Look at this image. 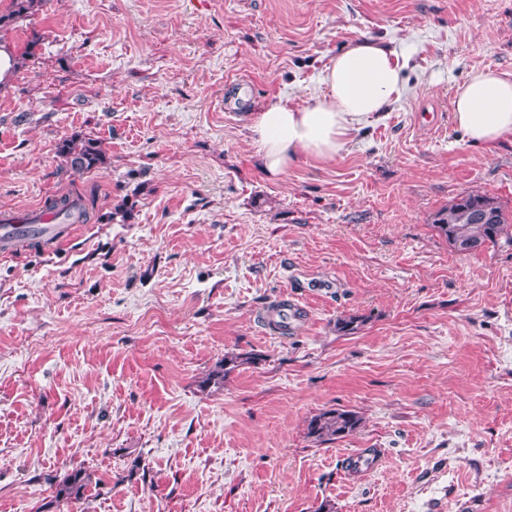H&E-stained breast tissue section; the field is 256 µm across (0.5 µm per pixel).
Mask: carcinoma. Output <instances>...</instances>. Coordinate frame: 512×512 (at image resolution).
I'll use <instances>...</instances> for the list:
<instances>
[{"label": "carcinoma", "mask_w": 512, "mask_h": 512, "mask_svg": "<svg viewBox=\"0 0 512 512\" xmlns=\"http://www.w3.org/2000/svg\"><path fill=\"white\" fill-rule=\"evenodd\" d=\"M42 0H11L9 11L0 14V40L4 33L13 29L38 10ZM60 154L65 158L67 167L74 172H90L105 163V153L101 144L92 138L75 135L64 140L59 146ZM433 227L439 235L451 244L465 238L474 244L485 247L497 240L502 234L509 217L494 198L480 194H466L448 206L440 209L433 217ZM364 319L357 315L336 320V331L351 335L356 333ZM257 357L250 354L226 355L210 374L202 381L204 385H224V379L244 363H254ZM362 418L357 412L341 408L322 411L310 418L307 423V435L317 443H325L344 438L355 432ZM92 484V476L83 467L65 471L55 483V500L71 501L84 497Z\"/></svg>", "instance_id": "cac0c4a2"}]
</instances>
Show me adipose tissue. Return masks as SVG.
<instances>
[{"mask_svg":"<svg viewBox=\"0 0 512 512\" xmlns=\"http://www.w3.org/2000/svg\"><path fill=\"white\" fill-rule=\"evenodd\" d=\"M403 69L391 42L369 37L325 64L321 81L328 96L255 104L248 131L265 172L275 177L302 162L335 161L400 96ZM452 116L473 146L489 148L512 137V72L471 70L455 88Z\"/></svg>","mask_w":512,"mask_h":512,"instance_id":"adipose-tissue-1","label":"adipose tissue"}]
</instances>
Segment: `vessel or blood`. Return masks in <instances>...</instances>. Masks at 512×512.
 Masks as SVG:
<instances>
[{
  "label": "vessel or blood",
  "instance_id": "vessel-or-blood-1",
  "mask_svg": "<svg viewBox=\"0 0 512 512\" xmlns=\"http://www.w3.org/2000/svg\"><path fill=\"white\" fill-rule=\"evenodd\" d=\"M76 230L62 212L45 205L0 215V254L9 255L19 246L57 248L67 243Z\"/></svg>",
  "mask_w": 512,
  "mask_h": 512
}]
</instances>
